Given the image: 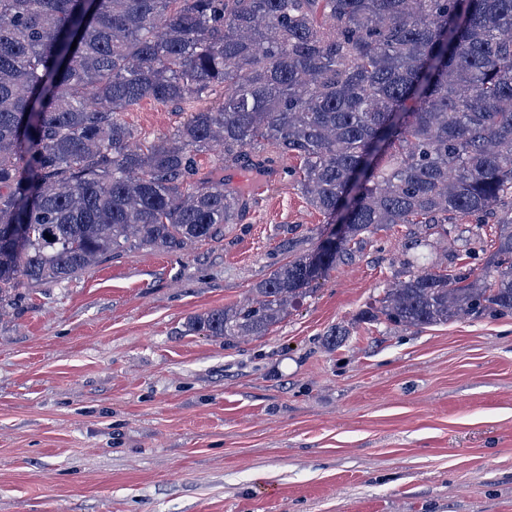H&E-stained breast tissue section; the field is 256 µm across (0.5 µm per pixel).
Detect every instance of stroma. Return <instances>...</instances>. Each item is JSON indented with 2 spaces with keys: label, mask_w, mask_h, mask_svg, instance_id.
I'll use <instances>...</instances> for the list:
<instances>
[{
  "label": "stroma",
  "mask_w": 512,
  "mask_h": 512,
  "mask_svg": "<svg viewBox=\"0 0 512 512\" xmlns=\"http://www.w3.org/2000/svg\"><path fill=\"white\" fill-rule=\"evenodd\" d=\"M187 105L122 115L141 142ZM280 158L237 223L163 253L132 242L0 309V512H512V317L418 331L361 315L400 277L404 227L377 231L264 336L190 316L243 301L325 218ZM427 236L421 267L469 247ZM348 331L336 350L324 344Z\"/></svg>",
  "instance_id": "1"
}]
</instances>
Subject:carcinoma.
Instances as JSON below:
<instances>
[{"mask_svg":"<svg viewBox=\"0 0 512 512\" xmlns=\"http://www.w3.org/2000/svg\"><path fill=\"white\" fill-rule=\"evenodd\" d=\"M146 98L198 106L141 146L121 113ZM264 143L298 161L288 175L342 234L324 261L288 238L250 297L189 331L266 335L397 224L408 250L493 224L494 250L478 273L408 263L368 320L512 316V0H0V306L132 241L176 252L218 236L247 195L224 164L265 172Z\"/></svg>","mask_w":512,"mask_h":512,"instance_id":"cac0c4a2","label":"carcinoma"}]
</instances>
